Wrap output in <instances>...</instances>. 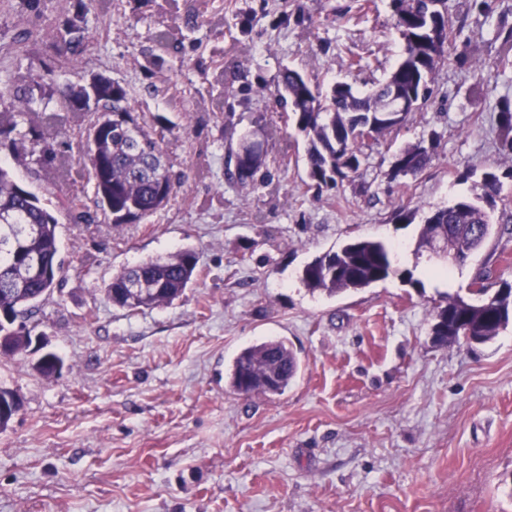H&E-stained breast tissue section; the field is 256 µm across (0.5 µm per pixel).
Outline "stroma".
Returning <instances> with one entry per match:
<instances>
[{
    "label": "stroma",
    "instance_id": "obj_1",
    "mask_svg": "<svg viewBox=\"0 0 512 512\" xmlns=\"http://www.w3.org/2000/svg\"><path fill=\"white\" fill-rule=\"evenodd\" d=\"M0 0V79L54 59L53 33L84 8L88 45L61 83L105 76L135 115L178 127L165 150L186 178L147 220L115 228L80 160L94 111L63 115L43 101L0 135V162L57 218L66 265L37 311L44 349L64 368L46 378L35 349L0 356V384L23 408L0 431V512H512V326L483 344L439 345L431 325L443 292L512 282V224L447 281L431 278L415 242L424 216L492 171L512 193L498 152L497 100L512 96V62L494 35L512 0L491 13L448 0L464 21L468 61L444 65L435 95L373 146L360 178L315 194L303 143L276 105L282 68L322 85L367 89L397 63L403 40L389 0ZM184 35L148 68L155 34ZM22 44H15L19 33ZM364 57L350 69V55ZM481 66L483 78L473 74ZM265 94H256V87ZM262 129L269 187L224 178L229 146ZM44 130L58 149L40 158ZM432 142L430 166L392 181L399 148ZM412 212L411 223L396 210ZM90 213L78 223L75 211ZM398 246L399 273L329 297L300 280L308 260L346 241ZM191 247L197 276L173 304L132 314L104 285L125 267ZM283 340L301 369L285 394L237 395L224 376L236 355ZM43 349V350H44Z\"/></svg>",
    "mask_w": 512,
    "mask_h": 512
}]
</instances>
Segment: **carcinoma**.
Returning <instances> with one entry per match:
<instances>
[{"instance_id":"carcinoma-1","label":"carcinoma","mask_w":512,"mask_h":512,"mask_svg":"<svg viewBox=\"0 0 512 512\" xmlns=\"http://www.w3.org/2000/svg\"><path fill=\"white\" fill-rule=\"evenodd\" d=\"M395 26L403 39L400 60L386 79L368 91L340 82L322 91L319 84L297 69L286 67L279 73L276 96L282 111L291 113L305 144L307 187L320 194L344 180L363 174L371 145L401 126L407 117L383 116L380 106L392 87L419 101L422 110L433 94V75L452 56L463 25L454 24L447 0H390ZM58 54L70 62L86 48V17L76 12L54 35ZM57 66L44 62L40 70L18 75L0 90V100L10 97V108L0 113V128L16 127L15 113L33 112L36 99L58 97L64 112H82L95 99L101 114L89 130L88 155L95 195L101 208L112 215V224H129L153 215L184 181L185 174L172 171L163 147L165 133L174 129L168 119L157 114L153 127L141 124L133 115L126 90L117 82L98 76L85 85L61 87L55 80ZM501 138L500 153L512 160V98L496 103ZM402 166L391 170V178L417 175L432 160L422 145L408 146L397 153ZM225 179L242 190L271 185L265 171L261 148L245 146L228 150ZM500 177L483 174L475 197L460 196L446 206L431 211L421 225L416 253L437 227L446 229L443 250L447 270L465 265L474 253V234L489 236L494 224L496 200L512 222V199L502 195ZM56 217L32 192H22L11 171L0 164V336L8 339L15 355L31 346V331H14L10 323L29 320L37 304L54 292L63 270L59 259L61 241ZM198 253L180 249L165 257L151 259L124 269L105 286L109 300L130 312L169 305L180 297L197 275ZM397 273L393 251L381 240L357 238L312 258L301 271V280L312 292L329 296L357 291L383 282ZM448 313L444 344L460 341L487 342L512 325V284L504 283L496 292L485 287L464 298L445 292ZM299 362L282 340H265L244 348L234 359L228 386L236 393L279 396L296 378ZM15 391L0 387V431L13 419L11 405Z\"/></svg>"}]
</instances>
